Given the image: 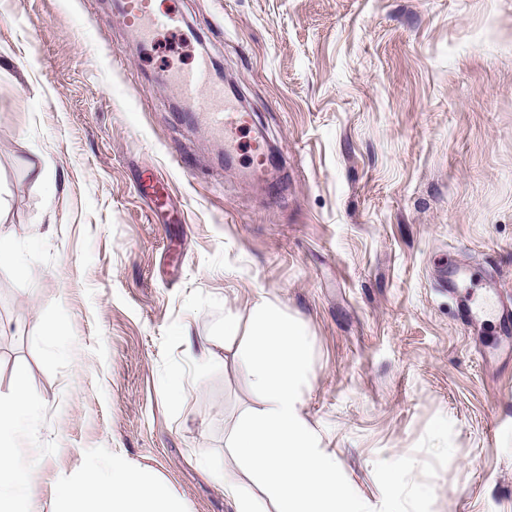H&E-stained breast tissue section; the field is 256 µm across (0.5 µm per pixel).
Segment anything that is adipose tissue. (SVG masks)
<instances>
[{"label":"adipose tissue","instance_id":"1","mask_svg":"<svg viewBox=\"0 0 512 512\" xmlns=\"http://www.w3.org/2000/svg\"><path fill=\"white\" fill-rule=\"evenodd\" d=\"M35 409L24 373H17L10 403H0V512H30L23 493L31 473L12 443V435ZM54 512H184L167 485L148 467L114 458L107 469L87 467L64 485Z\"/></svg>","mask_w":512,"mask_h":512}]
</instances>
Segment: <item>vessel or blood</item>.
Segmentation results:
<instances>
[{
    "label": "vessel or blood",
    "mask_w": 512,
    "mask_h": 512,
    "mask_svg": "<svg viewBox=\"0 0 512 512\" xmlns=\"http://www.w3.org/2000/svg\"><path fill=\"white\" fill-rule=\"evenodd\" d=\"M121 14L126 21L140 31L146 41H153L158 31H178L182 20L178 13L156 10L151 0H121ZM175 81L180 89L182 116L193 123H201L211 133L224 142L225 156L245 153L250 159L246 168L248 179L261 183L270 182L269 153L267 143L258 140H246L245 131L251 123V115L237 111L231 98L225 97L224 87L213 79L210 65L199 60L194 69L179 71ZM140 192L147 200L153 214L160 215L170 208V186L167 182L144 176ZM465 278V271L456 263H449L442 274L448 293L456 301L458 320L469 330L483 332L489 317H498L500 322L512 321V305L501 301L498 282L487 278L482 283L486 304L473 302L459 288Z\"/></svg>",
    "instance_id": "obj_1"
}]
</instances>
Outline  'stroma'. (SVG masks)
Returning a JSON list of instances; mask_svg holds the SVG:
<instances>
[{
  "label": "stroma",
  "instance_id": "obj_1",
  "mask_svg": "<svg viewBox=\"0 0 512 512\" xmlns=\"http://www.w3.org/2000/svg\"><path fill=\"white\" fill-rule=\"evenodd\" d=\"M172 8L181 44L142 50L112 0H0V402L25 370L32 512L116 457L184 512H233L216 474L239 473L226 442L261 406L239 354L262 300L304 326L301 412L367 505L375 462L425 461L442 415L432 512H512V363L481 359L440 290L453 261L464 289L493 275L512 295V0ZM204 53L279 155L280 192L178 122L169 69ZM146 170L183 228L141 199ZM48 320L52 340L33 331Z\"/></svg>",
  "mask_w": 512,
  "mask_h": 512
}]
</instances>
